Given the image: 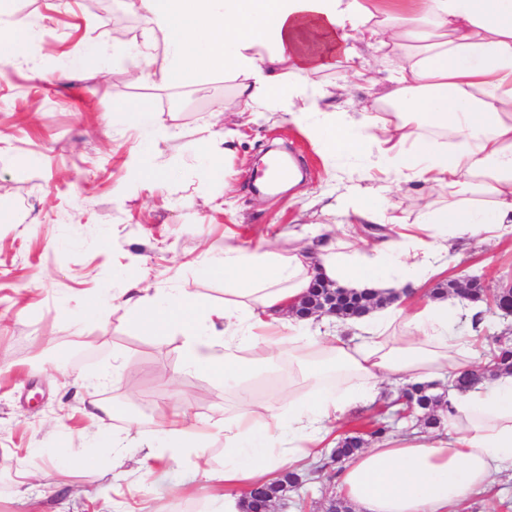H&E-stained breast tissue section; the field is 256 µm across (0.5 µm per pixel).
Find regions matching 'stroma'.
<instances>
[{
	"label": "stroma",
	"mask_w": 512,
	"mask_h": 512,
	"mask_svg": "<svg viewBox=\"0 0 512 512\" xmlns=\"http://www.w3.org/2000/svg\"><path fill=\"white\" fill-rule=\"evenodd\" d=\"M16 15L34 26L36 63H0V512H213L214 491L194 480L189 462L156 466L140 478L139 448L156 407L171 403L161 376L178 373V389L201 422L221 427L236 391L205 373L181 370L179 333L154 336L124 309L99 305L81 319L78 304L135 280L171 288L208 304L224 301V280L206 255L225 241L281 253L318 249L319 227L332 223L325 204L344 192L355 168L329 159L286 114L240 123V137L212 178L205 145L187 133L215 119L234 83L216 72L193 85L137 83L108 63L60 77L75 46L119 49L143 38V19L125 0H15ZM151 99L158 124L184 137L172 141L128 126L126 101ZM270 144L291 146L301 182L280 194L255 192L253 169ZM470 276L497 289L512 280V239L475 237L454 244L448 267L426 292ZM127 364L133 377L113 376ZM98 398L97 423L83 408ZM138 420L123 464L112 443L89 447L91 426L113 430ZM90 450L89 469L59 464L61 446ZM35 472L28 484L19 471ZM50 471L49 480L39 479ZM288 512H323L336 491L319 473L302 472ZM462 512H512V471L495 477Z\"/></svg>",
	"instance_id": "1"
}]
</instances>
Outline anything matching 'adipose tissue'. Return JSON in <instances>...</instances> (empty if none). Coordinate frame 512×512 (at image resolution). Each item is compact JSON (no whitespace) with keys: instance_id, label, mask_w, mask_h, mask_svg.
Listing matches in <instances>:
<instances>
[{"instance_id":"adipose-tissue-1","label":"adipose tissue","mask_w":512,"mask_h":512,"mask_svg":"<svg viewBox=\"0 0 512 512\" xmlns=\"http://www.w3.org/2000/svg\"><path fill=\"white\" fill-rule=\"evenodd\" d=\"M147 29L122 51L97 45L135 79L187 84L213 72L234 79L222 109L255 119L279 110L320 142L330 157L361 165L358 180L336 198L338 214L368 224L397 223L386 187H371L382 168L395 185L446 190L448 202L421 203L399 238L358 247L332 240L319 263L305 249L283 254L225 244L208 265L224 278V302L204 305L174 292L149 297L133 281L113 293L156 336L179 331L183 368L238 386L237 408L224 418V467L196 468L218 486L222 512H241L244 490L272 480L285 466L307 468L336 447L338 425L370 403L386 379L408 385L452 380L477 368L484 306L458 296L406 305L409 284L442 273V253L477 235L512 239V0H131ZM0 61L29 56V31L0 0ZM163 43V66L154 49ZM380 53L389 88L383 111L336 110L332 91L317 83L324 68L343 67L351 82L369 79L364 49ZM77 49L74 60H83ZM441 137L450 146H438ZM340 288L374 289L383 309L357 319V336L331 335L328 320L289 310L314 277ZM465 330H458V323ZM314 349L351 371L328 384L322 364L301 366L305 396L282 390L256 405L251 375ZM443 431L388 436L336 467L337 494L357 512H455L502 470L512 469V373L475 388L450 389L438 409ZM144 473L155 464L202 458L211 431L188 407H157Z\"/></svg>"}]
</instances>
